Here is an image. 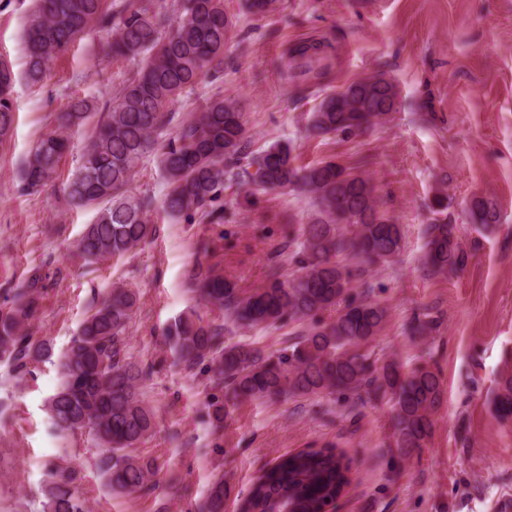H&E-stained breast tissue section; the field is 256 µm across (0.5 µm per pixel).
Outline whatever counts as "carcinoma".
<instances>
[{
    "instance_id": "obj_1",
    "label": "carcinoma",
    "mask_w": 512,
    "mask_h": 512,
    "mask_svg": "<svg viewBox=\"0 0 512 512\" xmlns=\"http://www.w3.org/2000/svg\"><path fill=\"white\" fill-rule=\"evenodd\" d=\"M233 27L224 0H33L25 27V79L41 84L51 64L79 38L108 35L105 53L133 63L115 102L93 125L80 166L68 179V200L95 211L76 245L92 264L122 256L155 238L154 202L132 192L146 159L153 160L164 189L161 208L184 224L224 223L228 184L296 192L310 199L303 224L288 225L291 262L277 264L265 282L244 291L224 277L219 265L195 258L187 275L200 299L224 315L218 323L192 309L164 331L184 368L204 367L213 393L206 402L212 433L221 437L224 418L241 403L334 397L351 415L366 401L388 407L392 429L387 465L399 474L430 442L434 414L444 400L437 370L421 363L406 370L396 360L374 357L387 308L372 290L354 293L371 266L384 265L401 250L402 225L379 209L371 180L332 159L296 163L292 149L273 143L251 148L245 113L238 101L216 92L197 111L183 115L176 105L200 83H224V50ZM329 43L308 40L288 50L297 65L289 83L297 92L325 90L332 68ZM16 76L0 59V143L14 123ZM396 86L384 74L324 94L313 112L312 137L356 134L380 125L396 111ZM93 103L77 99L57 127L29 151L20 171V191L33 194L52 185L63 156L72 149L70 132L88 124ZM436 217L424 227L425 263L444 275L468 262L455 225ZM471 221L486 230L498 223L482 199L470 204ZM45 290L38 272L18 282L0 304V363L21 372L52 356L49 344L30 333ZM137 297L113 287L92 300L69 345L57 356L60 384L47 401L52 422L63 431L89 427L98 440L96 467L116 494L152 489L159 470L136 448L152 430L153 412L140 390L143 371L127 351L126 332ZM336 311L325 320L321 316ZM301 326L291 343L267 354L251 343H225L224 323L264 329L285 322ZM491 405L498 418L512 420V364L498 374ZM350 462L336 446L303 448L284 455L255 480L238 512H323L350 484ZM74 473L52 474L50 512H84L69 485ZM230 489L224 478L209 489L206 512H224Z\"/></svg>"
}]
</instances>
